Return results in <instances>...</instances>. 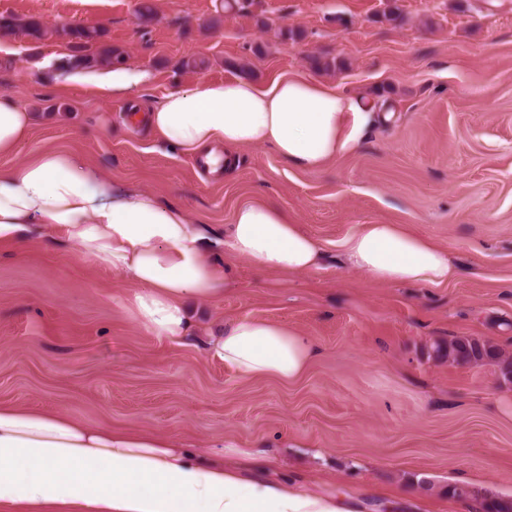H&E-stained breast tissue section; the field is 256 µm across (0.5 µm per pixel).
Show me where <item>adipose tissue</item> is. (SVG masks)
I'll list each match as a JSON object with an SVG mask.
<instances>
[{
	"label": "adipose tissue",
	"instance_id": "ef3b65f1",
	"mask_svg": "<svg viewBox=\"0 0 512 512\" xmlns=\"http://www.w3.org/2000/svg\"><path fill=\"white\" fill-rule=\"evenodd\" d=\"M149 78L129 67L74 76L104 97L130 102ZM374 110L367 95L294 73L268 83L204 79L166 92L132 119L202 157L210 173L225 174L245 146L272 147L298 169L322 167L362 140ZM33 119L12 95L0 96V153L25 140ZM46 232L135 284L124 306L137 325L177 343L200 339L244 376L291 380L318 352L311 337L259 319L214 323L198 333L188 306L223 294L231 270L217 265V251L285 277L319 268V243L277 206L242 204L215 239L192 226L181 207L48 150L0 169V241L20 245ZM344 248L349 265L379 283L442 285L457 273L447 249L398 224L359 225ZM48 502L74 512H358L356 503L291 482L247 480L204 464L165 438L0 406V504L43 512Z\"/></svg>",
	"mask_w": 512,
	"mask_h": 512
}]
</instances>
